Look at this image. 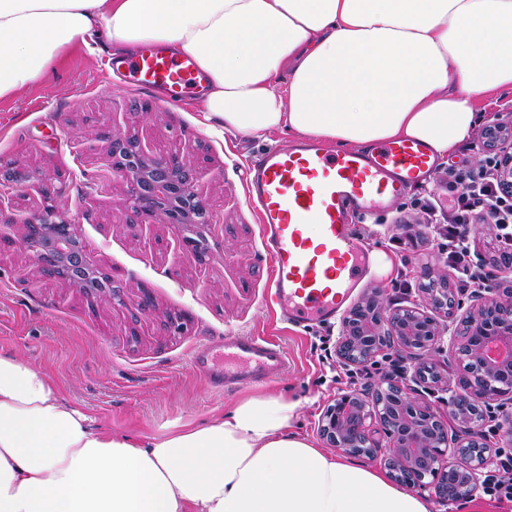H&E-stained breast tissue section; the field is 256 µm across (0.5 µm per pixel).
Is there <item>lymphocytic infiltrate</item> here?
<instances>
[{
	"label": "lymphocytic infiltrate",
	"mask_w": 512,
	"mask_h": 512,
	"mask_svg": "<svg viewBox=\"0 0 512 512\" xmlns=\"http://www.w3.org/2000/svg\"><path fill=\"white\" fill-rule=\"evenodd\" d=\"M448 188L454 198L448 218L438 229V253L456 272L462 288H482L487 284L485 265L472 253L471 231L484 224L495 239L502 271L512 274V196L499 189L498 161L487 155L478 166L446 169Z\"/></svg>",
	"instance_id": "obj_1"
}]
</instances>
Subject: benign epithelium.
I'll use <instances>...</instances> for the list:
<instances>
[{
  "instance_id": "benign-epithelium-1",
  "label": "benign epithelium",
  "mask_w": 512,
  "mask_h": 512,
  "mask_svg": "<svg viewBox=\"0 0 512 512\" xmlns=\"http://www.w3.org/2000/svg\"><path fill=\"white\" fill-rule=\"evenodd\" d=\"M488 150H501L499 180L503 193L512 194V124L488 123L482 136ZM112 170L130 183L129 204L136 214L161 217L166 224H199L203 210L194 179L178 155L152 156L138 141L112 140ZM25 231L22 246L41 271L69 281L85 294L103 301L118 297L112 281L100 275L86 257L76 225L61 217L54 204H47L21 220ZM512 296L511 288H498L481 296L466 311L453 343L461 367L452 415L457 423L454 452L467 460V467L444 461L448 447V424L428 404L401 384L388 380L368 396L345 393L327 407L320 432L345 454L375 456L367 422L376 419L390 440L386 465L396 482L431 488L442 500L472 495L477 489L476 471L490 459L489 448L474 424V409L504 394L512 393ZM434 309L459 306L451 289L442 288L430 297ZM448 327L420 308L387 306L379 289L365 293L342 319L336 353L345 363L360 365L393 347L431 351Z\"/></svg>"
}]
</instances>
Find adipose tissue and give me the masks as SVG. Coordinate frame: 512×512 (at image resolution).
<instances>
[{
    "label": "adipose tissue",
    "instance_id": "obj_1",
    "mask_svg": "<svg viewBox=\"0 0 512 512\" xmlns=\"http://www.w3.org/2000/svg\"><path fill=\"white\" fill-rule=\"evenodd\" d=\"M189 56L217 130L453 155L480 97L512 94V0H0V99L73 46ZM259 396L147 437L105 428L0 354V512H429L387 473L317 448Z\"/></svg>",
    "mask_w": 512,
    "mask_h": 512
}]
</instances>
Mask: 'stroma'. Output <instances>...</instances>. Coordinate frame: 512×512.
I'll use <instances>...</instances> for the list:
<instances>
[{"label": "stroma", "mask_w": 512, "mask_h": 512, "mask_svg": "<svg viewBox=\"0 0 512 512\" xmlns=\"http://www.w3.org/2000/svg\"><path fill=\"white\" fill-rule=\"evenodd\" d=\"M108 51H69L43 81L0 100V168L29 169V186L0 185V353L16 355L42 370L70 403L115 431L161 436L172 426L210 421L251 394L282 395L299 404L295 427L316 447L328 443L319 420L348 391H369L372 381L350 380L336 355L339 324L293 327L267 299L270 260L256 212L247 198L251 161L265 149L293 143L278 131L262 137L216 134L198 104L170 108L133 86L103 82ZM136 136L151 153L176 154L190 163L205 208L197 225L207 241L205 258L182 243L183 232L160 219L142 218L129 206L130 187L112 170L109 151L118 137ZM484 156L471 147L440 161L411 199L447 207V166H473ZM58 190L62 216L75 222L89 257L119 290L122 303L92 298L64 280L44 276L19 239L23 217L44 203L43 188ZM421 211L396 206L363 218L361 232L372 252L392 262L388 274L370 270L353 299L382 289L402 306L428 304V283L456 286L452 268L439 258L432 238L414 250L392 248L401 225L417 224ZM432 280L421 277L424 267ZM407 280V293L392 289ZM474 289L455 293L471 305ZM150 307L141 310L139 302ZM265 336L287 352L280 375L230 391L211 387L194 362L197 348L224 336ZM442 336L431 353H399L401 384L413 389L440 415L448 413L444 386L422 379L424 366L456 378L457 366ZM498 426L489 435L490 426ZM488 448L512 446V398L484 410Z\"/></svg>", "instance_id": "obj_1"}]
</instances>
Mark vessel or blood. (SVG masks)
<instances>
[{"instance_id":"obj_1","label":"vessel or blood","mask_w":512,"mask_h":512,"mask_svg":"<svg viewBox=\"0 0 512 512\" xmlns=\"http://www.w3.org/2000/svg\"><path fill=\"white\" fill-rule=\"evenodd\" d=\"M139 89L165 105L193 95L204 77L190 58L147 49L122 62ZM436 167L413 140L331 150L314 141L284 145L249 168L248 200L271 259L270 301L295 325L335 319L369 270L370 250L354 220L387 207ZM223 357L224 367L211 363ZM197 365L224 389L266 381L287 366L284 348L260 336H224L204 346Z\"/></svg>"}]
</instances>
